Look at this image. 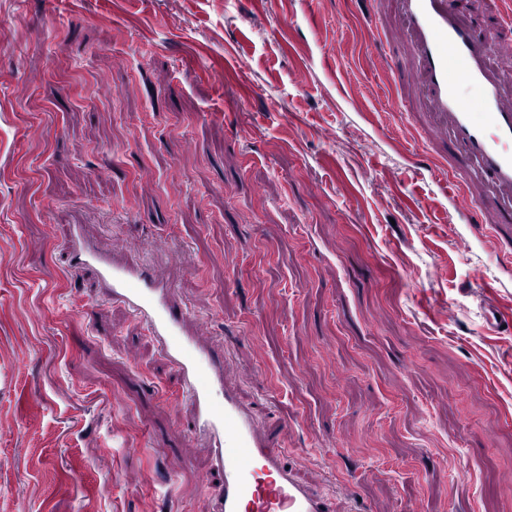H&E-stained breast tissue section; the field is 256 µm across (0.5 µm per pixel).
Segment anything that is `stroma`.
<instances>
[{"mask_svg": "<svg viewBox=\"0 0 512 512\" xmlns=\"http://www.w3.org/2000/svg\"><path fill=\"white\" fill-rule=\"evenodd\" d=\"M374 9L0 0V419L35 416L0 434V512H206L176 375L69 270L73 224L207 320L327 512H512V333L472 271L512 277L445 223L424 138L394 149L403 91L371 43L403 49ZM489 300L485 303V317L488 326L497 332L509 331L512 332V307L509 306L508 310L500 304L494 296H488ZM500 316V319H497Z\"/></svg>", "mask_w": 512, "mask_h": 512, "instance_id": "1", "label": "stroma"}]
</instances>
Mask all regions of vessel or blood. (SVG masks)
<instances>
[{
  "mask_svg": "<svg viewBox=\"0 0 512 512\" xmlns=\"http://www.w3.org/2000/svg\"><path fill=\"white\" fill-rule=\"evenodd\" d=\"M375 2L405 49L395 70L412 92L409 121L441 161L455 214L511 270L512 42L486 49L473 20L480 0ZM72 261L128 307L182 380L171 404L206 435L208 472L218 479L207 512H326L320 492L286 465L287 445H274L239 402L205 320L178 306L170 282L89 245ZM484 309L492 330L512 332V308L492 297Z\"/></svg>",
  "mask_w": 512,
  "mask_h": 512,
  "instance_id": "b4317fda",
  "label": "vessel or blood"
}]
</instances>
